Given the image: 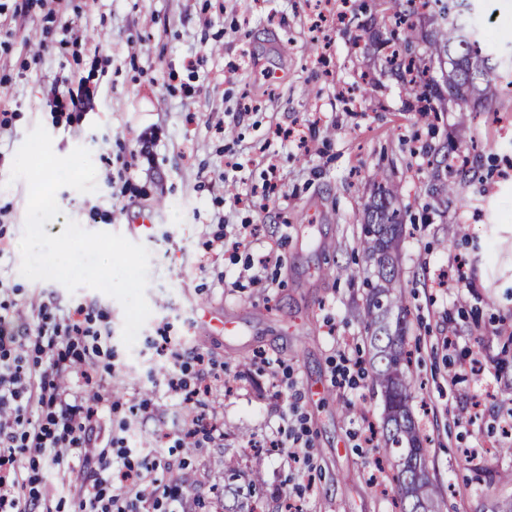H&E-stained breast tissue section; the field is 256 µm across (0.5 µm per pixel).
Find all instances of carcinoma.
Returning <instances> with one entry per match:
<instances>
[{
  "instance_id": "carcinoma-1",
  "label": "carcinoma",
  "mask_w": 512,
  "mask_h": 512,
  "mask_svg": "<svg viewBox=\"0 0 512 512\" xmlns=\"http://www.w3.org/2000/svg\"><path fill=\"white\" fill-rule=\"evenodd\" d=\"M384 4L392 16L404 19L399 42L391 43L378 31L369 48L399 78L409 108L425 123L449 105L466 112L473 103L489 104L497 97L498 66L491 63L492 55L483 53L475 31L462 22L470 10L468 0H384ZM442 62L451 69L438 81L432 69ZM422 150L431 166L428 195L447 206L455 196L456 179H466L468 170L448 173L446 143H426ZM373 181L376 193L368 205L359 248L377 274L366 296V316L373 349L372 384L381 392L385 408L380 450L395 460L401 512H436L439 490L426 473L425 438L409 407L411 373L403 349L408 310L395 286L394 250L404 214L395 206L397 186L378 173ZM224 472L229 479L224 486V512H259L249 500L264 483L261 471L247 475L245 487L235 483L239 474L234 460H224Z\"/></svg>"
}]
</instances>
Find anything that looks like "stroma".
Returning a JSON list of instances; mask_svg holds the SVG:
<instances>
[{"label":"stroma","instance_id":"obj_1","mask_svg":"<svg viewBox=\"0 0 512 512\" xmlns=\"http://www.w3.org/2000/svg\"><path fill=\"white\" fill-rule=\"evenodd\" d=\"M467 21L484 51L505 57L512 0H472ZM378 0H0V294L8 332L33 321L47 298L64 319L89 307L103 339L94 367L105 401L98 446L136 435L154 462L146 479L177 496L186 512H222L224 461L260 470L262 498L293 488L297 470L283 443L293 412L307 418L311 487L303 512H399L395 485L378 473L375 445L384 408L366 372L339 387L343 359L368 363L366 263L357 246L372 175L398 184L412 220L398 241L412 352L410 407L427 436L426 467L440 488L439 512H492L512 499V455L501 453L512 424V94L488 112L449 111L434 144L453 139L478 156L447 212L424 217L428 168L404 141L422 127L397 80L367 54L364 25ZM41 63H34L35 52ZM206 57L203 69L188 56ZM380 88L362 93V73ZM79 78L98 89L93 111L46 105L52 84ZM57 155L90 150L96 189L64 187L62 220L118 233L150 252L151 315L133 347L122 342L124 310L91 288L68 291L20 273L28 188L10 180L13 158L35 125ZM295 127L304 142L275 137ZM155 132L151 158L134 157L138 137ZM240 162L225 180L226 162ZM131 164L128 180L119 177ZM281 186L265 198L270 177ZM248 194L251 204L237 203ZM152 215L137 234V206ZM468 228L463 239L452 225ZM252 230V244L232 248ZM226 237L208 251L205 241ZM270 255L267 265L249 256ZM237 325L224 334L208 317ZM454 348L443 345L446 336ZM201 353L220 372L214 403L221 441L176 447L189 411L164 382L175 354ZM38 466L46 486L39 512H80L79 474L96 457L59 471L49 459L16 453L21 471ZM191 474L192 486L181 482Z\"/></svg>","mask_w":512,"mask_h":512}]
</instances>
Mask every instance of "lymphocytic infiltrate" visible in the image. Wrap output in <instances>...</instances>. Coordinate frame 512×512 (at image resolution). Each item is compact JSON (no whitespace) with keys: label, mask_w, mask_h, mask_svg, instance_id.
I'll use <instances>...</instances> for the list:
<instances>
[{"label":"lymphocytic infiltrate","mask_w":512,"mask_h":512,"mask_svg":"<svg viewBox=\"0 0 512 512\" xmlns=\"http://www.w3.org/2000/svg\"><path fill=\"white\" fill-rule=\"evenodd\" d=\"M97 97L95 87L78 80L53 85L46 104L89 112L95 107ZM39 310L41 317L34 322L32 331L39 352L47 354L48 360L41 379L37 417L33 420L26 416L28 403L23 399L28 385L20 365L25 343L22 337L5 333L3 326L7 318L0 314V512H36L41 497L42 475L34 470L25 474L16 470L13 466L16 449L51 459L59 466L66 465V449L90 447V434L102 402L98 395L91 402H84L59 383L60 377L74 371L73 361L84 360L85 354L78 351L77 345L82 337L89 335V328L73 316L68 317L66 324L57 323L49 302H42ZM193 362L191 377H169L167 386L171 392L181 395L184 404L198 407L213 397L211 379L215 372L203 356H194ZM116 445L122 466L113 468L107 454H99V463L106 474L94 476L88 484L82 512H134L136 502L151 498L152 493L144 484L145 462L131 459L124 439H117ZM116 479L134 492L135 503L125 505L113 496L112 482Z\"/></svg>","instance_id":"lymphocytic-infiltrate-1"}]
</instances>
